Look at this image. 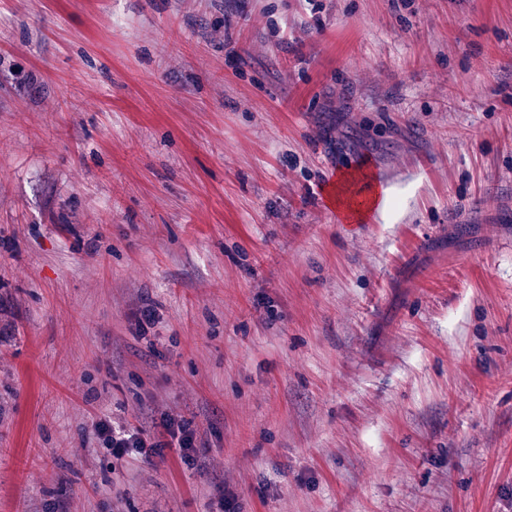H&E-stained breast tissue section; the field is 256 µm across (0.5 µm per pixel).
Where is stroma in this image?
Here are the masks:
<instances>
[{"instance_id": "stroma-1", "label": "stroma", "mask_w": 512, "mask_h": 512, "mask_svg": "<svg viewBox=\"0 0 512 512\" xmlns=\"http://www.w3.org/2000/svg\"><path fill=\"white\" fill-rule=\"evenodd\" d=\"M1 331L0 512H512V0H0ZM96 430L105 451L117 459L133 452L155 454L157 448H178V455L187 467H192L196 463L195 430L188 428L182 421L168 413L163 416L160 437L156 439H147L140 429L124 422L114 423L110 418H100L96 424ZM145 448L150 449L145 452Z\"/></svg>"}]
</instances>
